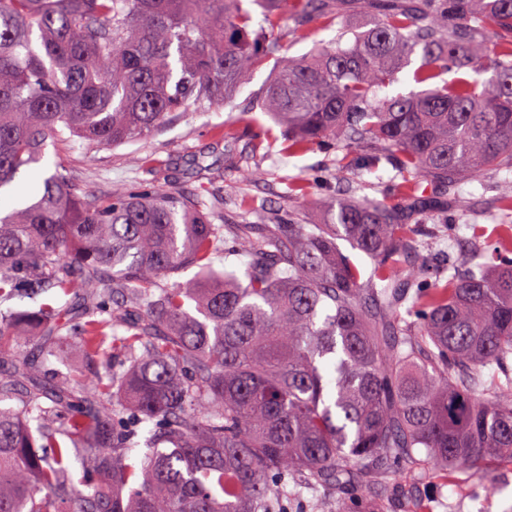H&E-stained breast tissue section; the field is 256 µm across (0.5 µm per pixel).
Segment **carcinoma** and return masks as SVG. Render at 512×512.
<instances>
[{
	"instance_id": "1",
	"label": "carcinoma",
	"mask_w": 512,
	"mask_h": 512,
	"mask_svg": "<svg viewBox=\"0 0 512 512\" xmlns=\"http://www.w3.org/2000/svg\"><path fill=\"white\" fill-rule=\"evenodd\" d=\"M350 7L373 25L287 54ZM415 56L419 83L489 77L376 99ZM272 58L253 107L284 154L365 147L407 175L404 197L411 174L442 194L512 170V0H0V189L50 145L119 146L229 106ZM197 167L203 188L224 178ZM223 209L173 180L88 201L55 172L0 210V304L22 284L52 297L0 310V351H37L0 376V512H389L399 475L512 464V239L475 269L406 268L418 241L377 200L331 204L325 224L214 223ZM221 250L244 277L214 268ZM68 348L103 364L93 390L51 369Z\"/></svg>"
}]
</instances>
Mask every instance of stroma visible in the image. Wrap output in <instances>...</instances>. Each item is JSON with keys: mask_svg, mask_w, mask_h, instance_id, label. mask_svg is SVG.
Here are the masks:
<instances>
[{"mask_svg": "<svg viewBox=\"0 0 512 512\" xmlns=\"http://www.w3.org/2000/svg\"><path fill=\"white\" fill-rule=\"evenodd\" d=\"M271 69V64H264L246 78L234 107L179 113L151 138L113 149L80 141L48 147L37 167V178L26 183L29 194H36L42 178L60 166L80 174L90 199L110 189L149 192L161 188L168 178L180 181L185 191H197L200 183L188 170L192 156L221 160L229 151L236 155L248 152L256 136L269 128L267 117L251 111L250 103ZM229 125L235 128L237 140L228 150L216 133ZM336 157V151L316 145L288 155L274 148L258 165L225 168L223 181L211 188L224 198V223H237L252 199L258 198L278 213H296L302 223L321 224L326 219L323 201L358 196L398 206L413 233L434 229L428 244L435 260L460 256L479 264L483 261L479 247L496 243L499 190L503 183H512V171H489L479 180L463 184L460 193L408 202L387 190L395 174L392 166L371 167L366 152L358 150L350 153L351 167L343 176ZM291 176L302 180L305 191L289 198L285 180ZM417 493L424 500L443 502L445 512H512V466L495 465L492 479L486 483L439 472L420 483Z\"/></svg>", "mask_w": 512, "mask_h": 512, "instance_id": "stroma-1", "label": "stroma"}]
</instances>
